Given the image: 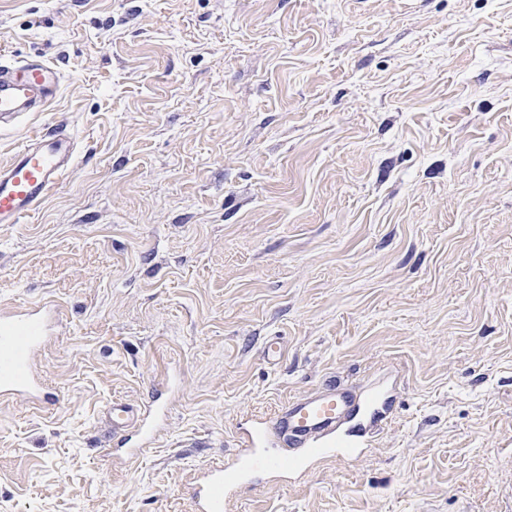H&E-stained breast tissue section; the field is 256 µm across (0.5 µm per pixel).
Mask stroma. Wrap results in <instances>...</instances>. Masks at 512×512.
<instances>
[{"label": "stroma", "instance_id": "obj_1", "mask_svg": "<svg viewBox=\"0 0 512 512\" xmlns=\"http://www.w3.org/2000/svg\"><path fill=\"white\" fill-rule=\"evenodd\" d=\"M0 49L65 59L80 147L0 226V301L70 320L61 406L0 405V512H191L240 420L396 371L365 457L233 512H512V0H0ZM173 364L108 471L100 408ZM261 355L267 365L271 367L279 366L286 355V345L283 337L277 334L265 337L261 346ZM183 388L181 373L171 371L153 380L146 402L114 399L107 403L99 418L117 448L109 445L102 461L112 464V460H119L125 467L131 466L153 448L160 427L169 417L172 400Z\"/></svg>", "mask_w": 512, "mask_h": 512}]
</instances>
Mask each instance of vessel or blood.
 <instances>
[{
	"instance_id": "b4317fda",
	"label": "vessel or blood",
	"mask_w": 512,
	"mask_h": 512,
	"mask_svg": "<svg viewBox=\"0 0 512 512\" xmlns=\"http://www.w3.org/2000/svg\"><path fill=\"white\" fill-rule=\"evenodd\" d=\"M62 81L56 62L1 52L0 131L21 128L29 115L46 112ZM77 154L78 142L67 125L47 122L27 134L10 161L0 165V225L19 223L37 210L67 179ZM68 328L63 306L47 294L0 306V403L41 411L60 406L62 395L48 385L40 355ZM261 355L267 365L279 366L286 355L283 337H265ZM183 388L181 373L172 371L153 380L144 403H107L100 421L116 446L105 454V462L130 466L154 447L172 400ZM401 390L398 377L359 392L328 384L252 421L237 431L233 459L210 462L190 484L195 512H226L232 496L253 485L256 474L284 477L326 459L351 456L359 438L380 430Z\"/></svg>"
}]
</instances>
